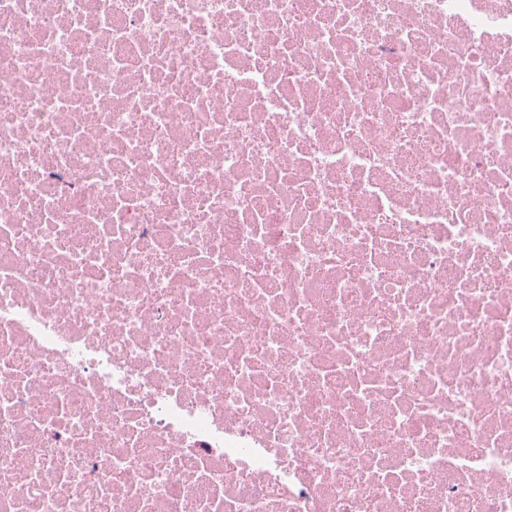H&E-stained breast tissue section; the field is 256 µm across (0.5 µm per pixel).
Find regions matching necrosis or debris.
I'll return each mask as SVG.
<instances>
[{
  "mask_svg": "<svg viewBox=\"0 0 512 512\" xmlns=\"http://www.w3.org/2000/svg\"><path fill=\"white\" fill-rule=\"evenodd\" d=\"M0 512H512V0H0Z\"/></svg>",
  "mask_w": 512,
  "mask_h": 512,
  "instance_id": "1",
  "label": "necrosis or debris"
}]
</instances>
